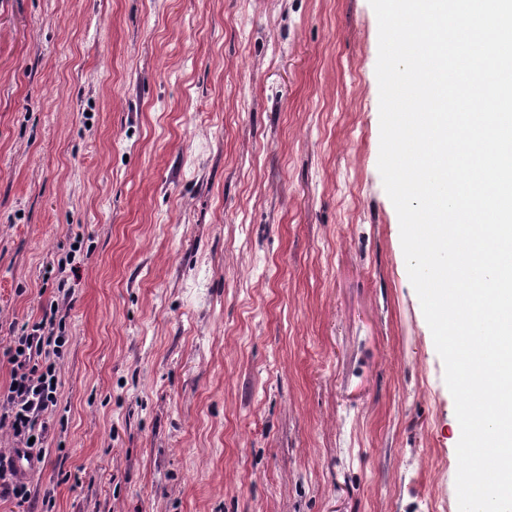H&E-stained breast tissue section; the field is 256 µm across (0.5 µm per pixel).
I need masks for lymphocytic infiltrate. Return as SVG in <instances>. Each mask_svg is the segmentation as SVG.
I'll list each match as a JSON object with an SVG mask.
<instances>
[{
  "label": "lymphocytic infiltrate",
  "mask_w": 512,
  "mask_h": 512,
  "mask_svg": "<svg viewBox=\"0 0 512 512\" xmlns=\"http://www.w3.org/2000/svg\"><path fill=\"white\" fill-rule=\"evenodd\" d=\"M53 308L30 330L14 337L7 350L10 382L0 392V426L8 427L19 448L44 460L50 435L49 417L57 408V362L68 339L57 333V322L65 321ZM14 499L27 504V512H44L50 496L32 497L18 476L11 458L0 454V501Z\"/></svg>",
  "instance_id": "1"
}]
</instances>
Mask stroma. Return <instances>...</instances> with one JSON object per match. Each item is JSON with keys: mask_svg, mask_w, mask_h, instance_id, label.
<instances>
[{"mask_svg": "<svg viewBox=\"0 0 512 512\" xmlns=\"http://www.w3.org/2000/svg\"><path fill=\"white\" fill-rule=\"evenodd\" d=\"M377 57L369 0H0V390L67 310L53 512H457Z\"/></svg>", "mask_w": 512, "mask_h": 512, "instance_id": "35a3bbf8", "label": "stroma"}]
</instances>
